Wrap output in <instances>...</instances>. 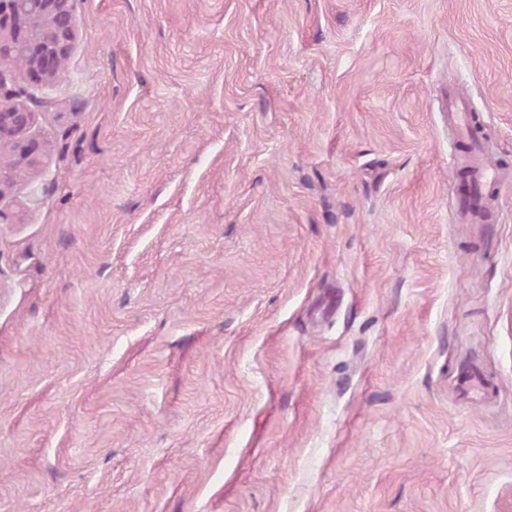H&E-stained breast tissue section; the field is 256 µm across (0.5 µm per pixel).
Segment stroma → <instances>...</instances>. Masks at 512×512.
Wrapping results in <instances>:
<instances>
[{
    "label": "stroma",
    "mask_w": 512,
    "mask_h": 512,
    "mask_svg": "<svg viewBox=\"0 0 512 512\" xmlns=\"http://www.w3.org/2000/svg\"><path fill=\"white\" fill-rule=\"evenodd\" d=\"M70 6L0 63V512H512V0ZM69 0H0V61L3 48L29 34L26 71L55 80L69 56L78 28ZM10 58V57H6ZM27 97L24 87L12 84L0 75V149L13 157L8 166L2 165L0 157V196L3 188L9 184L12 175L22 165L30 164L33 146L25 141V134L33 122L34 112L30 110L23 98ZM0 153V154H1Z\"/></svg>",
    "instance_id": "stroma-1"
}]
</instances>
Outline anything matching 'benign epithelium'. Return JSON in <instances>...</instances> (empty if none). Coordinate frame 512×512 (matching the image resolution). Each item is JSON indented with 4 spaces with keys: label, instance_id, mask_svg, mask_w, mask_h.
<instances>
[{
    "label": "benign epithelium",
    "instance_id": "1",
    "mask_svg": "<svg viewBox=\"0 0 512 512\" xmlns=\"http://www.w3.org/2000/svg\"><path fill=\"white\" fill-rule=\"evenodd\" d=\"M77 28L69 0H0V60L5 58L4 47L13 46L28 34L26 71L47 80L58 79L72 50ZM25 97L24 87L10 86L0 75V149L12 157L9 165L0 164V193L10 182L7 175L30 164L33 146L25 141V134L34 112L25 103Z\"/></svg>",
    "mask_w": 512,
    "mask_h": 512
}]
</instances>
